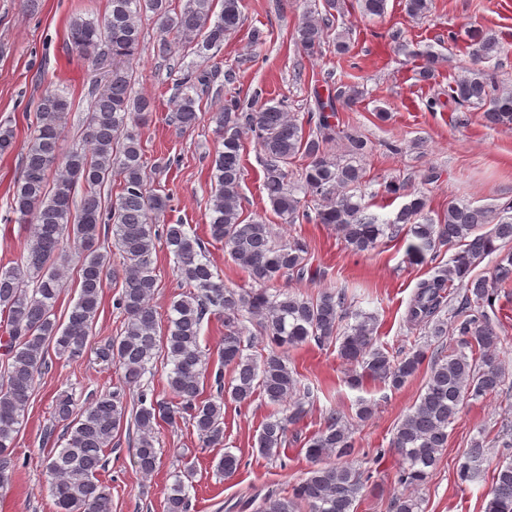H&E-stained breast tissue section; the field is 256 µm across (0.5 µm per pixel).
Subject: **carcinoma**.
Listing matches in <instances>:
<instances>
[{
    "label": "carcinoma",
    "mask_w": 512,
    "mask_h": 512,
    "mask_svg": "<svg viewBox=\"0 0 512 512\" xmlns=\"http://www.w3.org/2000/svg\"><path fill=\"white\" fill-rule=\"evenodd\" d=\"M356 4L361 16L374 19L385 14L387 0H356ZM402 4L407 15L422 17L429 12L431 0H402ZM241 7L242 0H110V10L102 18L77 17L69 24L71 51L94 70L104 71L105 81L87 117L84 145L65 154L59 151V141L71 109L68 97L59 89H47L34 102V113H26L33 133L21 157L22 176L13 185L10 208L17 214V223L29 225V233L11 265L0 266V315L4 316L0 355L7 361L0 374L1 490L13 480L12 449L36 377L50 367L48 347L54 346L57 357L69 359L82 356L87 348L104 280L112 267V251L101 250L103 225L111 226L113 246L121 259L124 287L117 306L126 315V326L123 334L106 341L95 354L123 369L126 387L139 388L138 408L128 414L122 389L95 395L80 412L66 395L55 400L53 426L63 428L61 438L66 440L45 461L56 512H112V485L100 479L99 472L112 441L130 418L137 434L135 465L148 476L158 461L157 426L187 420L205 447H215L224 441L225 398L241 404L260 393L273 405L291 399L290 412L266 419L256 438L260 454L279 455L288 426L305 413L303 402L294 399L299 381L281 352L284 347L311 340L319 345L338 343L340 358L362 369L350 376L354 387L367 376L401 387L430 361L423 391L392 438L400 460L398 483L406 488L427 483L448 447V426L464 401L479 399L502 385L495 356L500 336L490 311L501 289L512 283V252L502 251L512 242V202L498 208L451 203L434 218L426 196L407 178L383 185V194L408 198L393 218L381 220L367 213L368 206L357 194L363 168L353 158L368 153V142L342 134L335 124L336 103L347 104L358 96L353 85L336 87L319 111L308 115L305 125L272 100L247 112L246 103L231 99L212 115L218 148L210 160V236L224 244L255 287H225L206 257L203 241L190 236L185 225L156 228L153 218L170 209L171 199L152 192L144 174L138 124L153 111L154 102L130 93L132 64L144 50L140 18L150 12L159 22L161 36L152 45L156 56H173L176 44L187 39L196 44L197 56L211 59L210 51L220 50L224 38L240 27ZM341 13V0H324V11L303 17L297 25L296 42L308 54L321 52ZM465 36L472 67L449 86V99L483 110L490 127L511 126L512 88H499L495 73L484 67L503 55L502 43L492 31L476 26L467 28ZM212 83V71L200 68L177 79L169 122L181 129L193 128ZM248 134L259 149L269 203L286 223L331 225L355 253L369 251L381 238L403 230L410 238L406 255L416 264L435 257L442 247H460L448 267L418 284L407 311L410 324L431 327L436 349L429 353L415 343L396 359L387 348L375 345L373 316L349 313L345 289L304 298L276 287L284 275H305L308 249L299 239L277 245L269 225L241 218L242 140ZM341 137L347 141L346 160L326 152V144ZM15 139L13 126L0 124L1 156L13 151ZM298 155L308 163L294 183L289 180L288 165ZM114 178L119 180V193L107 201L101 190ZM78 187L79 199L75 197ZM160 241L174 256L181 284L189 288L171 303L163 330L151 305L158 281L153 252ZM492 255L491 277L471 275ZM73 265L79 293L68 321L62 323L55 307L62 281ZM455 286L462 290V305L453 309L458 348L450 351L438 315L447 306V290ZM208 314L224 316V339L216 350L219 391L204 398L211 354L202 349L199 336ZM351 316L354 323L337 334L340 323ZM253 329L270 343L266 352L245 353L249 346L244 336ZM161 357L171 369L168 396L160 399L148 396L141 385ZM226 367L234 373L227 387L222 380ZM353 452L351 429L333 409L325 426L307 440L306 453L314 462L309 475L288 496L264 497L256 512H354L367 482L365 472L349 464L326 463L332 455L345 458ZM484 461L485 448L476 441L458 465L459 481L478 479ZM240 466L241 458L226 450L216 471L228 477ZM190 476L186 468L173 474L165 512H189L185 479ZM420 508L419 501L405 494L390 502V512H420ZM484 512H512V461L493 470Z\"/></svg>",
    "instance_id": "carcinoma-1"
}]
</instances>
